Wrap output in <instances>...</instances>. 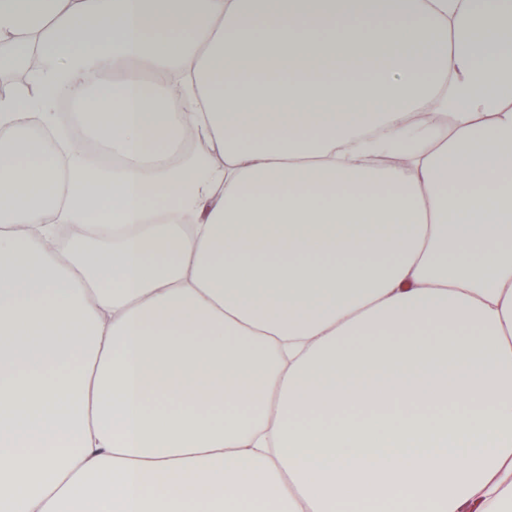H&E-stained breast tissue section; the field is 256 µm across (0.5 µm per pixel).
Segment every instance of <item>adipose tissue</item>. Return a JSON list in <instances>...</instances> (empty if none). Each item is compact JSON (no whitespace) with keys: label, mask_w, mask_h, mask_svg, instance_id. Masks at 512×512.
Instances as JSON below:
<instances>
[{"label":"adipose tissue","mask_w":512,"mask_h":512,"mask_svg":"<svg viewBox=\"0 0 512 512\" xmlns=\"http://www.w3.org/2000/svg\"><path fill=\"white\" fill-rule=\"evenodd\" d=\"M2 41L0 512H512V0H0Z\"/></svg>","instance_id":"adipose-tissue-1"}]
</instances>
